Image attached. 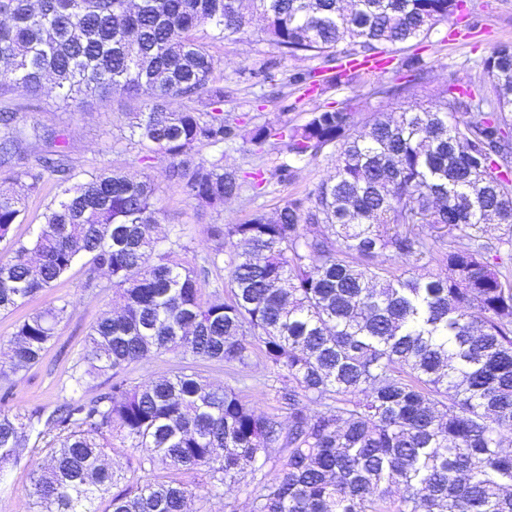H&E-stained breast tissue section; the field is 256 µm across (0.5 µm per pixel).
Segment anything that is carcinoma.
<instances>
[{
	"label": "carcinoma",
	"mask_w": 512,
	"mask_h": 512,
	"mask_svg": "<svg viewBox=\"0 0 512 512\" xmlns=\"http://www.w3.org/2000/svg\"><path fill=\"white\" fill-rule=\"evenodd\" d=\"M459 0H0V91L36 100L51 82L79 107L88 97L149 99L131 136L168 158L167 176L201 208L238 198L242 184L223 155L195 147L239 138L257 152L276 142L294 160L331 148L336 173L239 223L213 224L215 254L230 245V295H205L200 272L175 258L177 242L152 236L154 187L103 167L77 180L67 138L17 123L0 110V239L24 218L49 176L59 188L30 245L0 254V313L54 286L79 257L112 280L119 313L96 322L84 370L112 372L109 393L68 405L45 425L50 460L33 464L29 512H187L181 474H203L208 493L262 472L252 512H512V45L483 59L488 87L456 82L426 106L390 121L359 123L353 106L317 108L302 125L241 127L224 116V84L207 40L256 23L280 54L312 57L335 80L346 63L426 37ZM379 87L389 102L425 85ZM284 90L314 74L262 69ZM484 111H469L473 101ZM186 105L175 110L172 102ZM26 139L46 149L23 170ZM443 226L435 249L420 226ZM447 263L453 275L428 272ZM67 317L50 305L16 325L9 372L40 361ZM288 406V424L258 415L235 388L191 367L129 386L122 367L173 352L194 361L251 365L255 351ZM315 404L323 411L313 414ZM42 413L0 410V472L17 463ZM138 453L112 468V432ZM161 467L169 475H153Z\"/></svg>",
	"instance_id": "cac0c4a2"
}]
</instances>
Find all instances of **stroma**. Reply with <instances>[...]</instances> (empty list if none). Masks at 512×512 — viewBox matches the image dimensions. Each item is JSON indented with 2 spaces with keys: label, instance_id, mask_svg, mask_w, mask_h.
I'll list each match as a JSON object with an SVG mask.
<instances>
[{
  "label": "stroma",
  "instance_id": "obj_1",
  "mask_svg": "<svg viewBox=\"0 0 512 512\" xmlns=\"http://www.w3.org/2000/svg\"><path fill=\"white\" fill-rule=\"evenodd\" d=\"M502 44H512V0H463L461 10L447 22L438 24L427 38L390 48L383 72H361L352 84L324 83L309 92L292 87L276 99L271 96L269 84L255 77L256 69L273 61L282 70L306 71L318 67V60L280 56L270 42L250 31L211 43L210 52L218 63L215 75L223 79L228 91L224 99L225 114L243 119L252 126L283 122L300 125L317 107L329 103L339 106L348 101L354 105L358 120L373 119L379 109L373 87L390 82L402 61L415 54L426 63L429 82L414 96L388 104V113L395 114L433 100L438 89L454 79L470 84L472 89H483L487 78L480 61ZM0 98L14 109L18 123L67 134L69 160L78 176L103 166L149 176L156 188L157 234L179 240L186 250V259L196 265L208 266L209 256H217V266L208 267V275L200 281L208 294L224 291L229 262L228 255H215V244L206 233L210 225L244 220L259 206L274 210L282 199L302 194L335 173V158L326 153L295 163L291 176L281 182L273 172L279 164L286 162L287 156L274 147H266L263 153L256 154L242 148L237 140L225 142L220 149L201 144L197 147L199 157L209 159L220 154L224 157L225 168L237 170L242 177H250L257 171L268 177L261 190L247 187L239 198L224 207L202 209L186 197L180 186L167 178V162L163 157H155L146 166L138 163V149L130 141L127 115L145 109L144 97L95 98L79 108L63 104L47 89L43 90L34 108L30 107L27 97L17 92L5 93ZM56 194L54 181L46 179L40 183L26 202L23 222L12 225L8 236L0 240V252L20 243H30L36 237L44 224L45 208ZM86 279V262L77 260L66 277L53 288L12 313L0 315L1 347L16 324L29 315L51 304L64 302L68 305V316L58 325L42 360L27 370L9 375L7 381L0 383V409L26 413L38 409L48 416L61 405L86 402L110 389L112 379L108 376L79 385L71 379L75 370L83 365L91 325L108 310L113 296L112 282L107 276L98 275L97 285L93 288L87 287ZM240 374L244 381L237 389L255 412L287 420L288 412L281 409L276 400L270 373L263 361H254L241 369ZM48 442V437L31 435L18 463L0 477V512H27L30 470L34 462L46 457ZM279 465L278 459H271L262 473L226 483L217 496L209 495L203 484H196L194 512H251L256 491L261 483L274 476Z\"/></svg>",
  "mask_w": 512,
  "mask_h": 512
}]
</instances>
